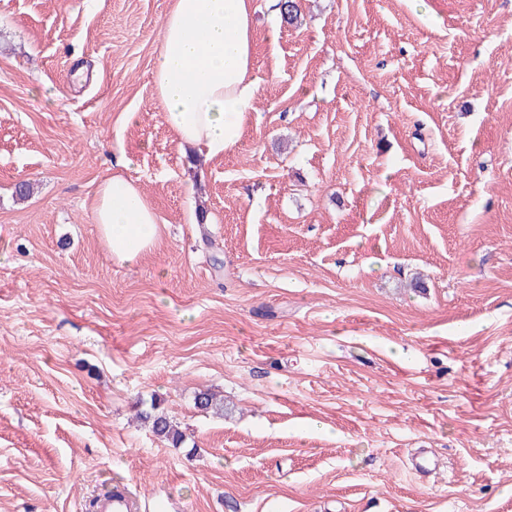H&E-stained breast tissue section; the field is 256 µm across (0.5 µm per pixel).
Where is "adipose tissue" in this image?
<instances>
[{
    "instance_id": "adipose-tissue-1",
    "label": "adipose tissue",
    "mask_w": 512,
    "mask_h": 512,
    "mask_svg": "<svg viewBox=\"0 0 512 512\" xmlns=\"http://www.w3.org/2000/svg\"><path fill=\"white\" fill-rule=\"evenodd\" d=\"M254 13L252 0H174L164 16L153 80L180 146L214 157L238 144L259 92ZM91 211L115 264L155 247L158 215L122 174L103 179Z\"/></svg>"
}]
</instances>
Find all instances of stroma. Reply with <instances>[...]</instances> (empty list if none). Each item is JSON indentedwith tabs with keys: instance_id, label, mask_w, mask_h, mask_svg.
<instances>
[{
	"instance_id": "35a3bbf8",
	"label": "stroma",
	"mask_w": 512,
	"mask_h": 512,
	"mask_svg": "<svg viewBox=\"0 0 512 512\" xmlns=\"http://www.w3.org/2000/svg\"><path fill=\"white\" fill-rule=\"evenodd\" d=\"M300 3L273 43L253 0L254 109L193 164L172 0H0V512H512V0ZM115 172L161 227L130 266ZM91 211L115 264L133 265L157 244L158 215L135 182L122 174L103 179ZM139 414L140 418L151 425V430L155 436L175 448L180 447L183 439L182 433L172 423L167 414L160 410L159 405L154 402L149 409L141 410Z\"/></svg>"
}]
</instances>
